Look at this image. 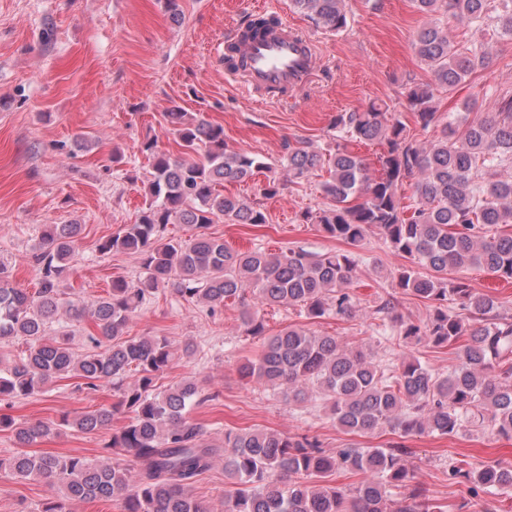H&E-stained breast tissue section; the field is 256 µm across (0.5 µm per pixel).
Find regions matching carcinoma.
<instances>
[{
    "mask_svg": "<svg viewBox=\"0 0 512 512\" xmlns=\"http://www.w3.org/2000/svg\"><path fill=\"white\" fill-rule=\"evenodd\" d=\"M512 0H415L429 16L452 13L481 29L512 36ZM295 8L330 32L347 26L344 0H293ZM416 55L433 77L406 94V108L425 132L438 122L434 87L453 91L468 75L492 65L493 57L473 45L460 49L440 23L430 22L414 43ZM164 119L180 148L172 156L155 137L141 144L151 162L145 205L134 224H126L98 245L102 254L124 253L141 261L135 282L112 280L107 295L90 302L70 299L59 288L69 269L82 225L48 224L33 260L38 288L30 294L11 285L0 262V339L21 338L26 349L0 368V400L48 393L62 379H80L85 388L112 385L117 403L59 422L17 424L0 414V431L10 430L21 447L8 463L21 480H40L57 488L39 512H70L72 502L112 500L120 512H211L191 488L224 459V476L233 489L224 496V512H451V506L415 482L403 446L362 448L343 443L328 454L316 436L245 429L224 432V444L206 438L205 426L191 409L211 395L185 381L157 387L172 365L173 345L165 336L125 335L133 315L149 299L169 292L211 312L231 301L241 307L248 336H264L260 355L240 367L249 378L288 403L318 398L329 406L336 427L346 434L390 430L402 438L435 434L455 436L468 428H487L512 438V315L499 312L495 300L459 278L471 267L512 279V94L498 96L497 111L448 118L425 140L410 137L406 125L382 105L337 113L335 149L323 153L303 140L288 144L284 160L291 182L323 166L329 179L322 192L327 206L301 213L330 238L351 246L342 252L303 248L271 252L261 247L234 251L206 233L219 220L259 226L268 223L258 204L224 194V184L240 182L268 168L244 149L224 141V127L202 113L174 106ZM377 144L378 169L349 144ZM414 181L415 200L405 204L398 188ZM169 224H191L189 239L165 236ZM375 233L411 264L397 270L396 287L428 303L426 317L414 321L385 315L384 301L370 317L388 342L409 347L421 343L454 347L448 372L438 373L411 353L378 360L365 347H350L339 337L290 325L266 336V324L249 310L252 294L269 306L298 307L314 323L330 315L351 318L360 299L350 290L363 263L358 249ZM474 324L466 327L460 312ZM89 319L96 333L89 348L76 354L68 334L49 335L61 317ZM139 382L123 387L128 371ZM124 409L128 422L112 434V462L27 447L50 439L62 426L93 432L112 423ZM359 476L353 486L328 483L331 473ZM448 481L465 486L479 499L512 491V465L491 460L473 465L460 460L448 468ZM404 489L394 498L389 488Z\"/></svg>",
    "mask_w": 512,
    "mask_h": 512,
    "instance_id": "cac0c4a2",
    "label": "carcinoma"
}]
</instances>
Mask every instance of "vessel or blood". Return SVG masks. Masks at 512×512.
<instances>
[{"mask_svg":"<svg viewBox=\"0 0 512 512\" xmlns=\"http://www.w3.org/2000/svg\"><path fill=\"white\" fill-rule=\"evenodd\" d=\"M228 39L238 45L240 72L252 91L298 88L311 79L316 66L313 45L288 23L256 38L244 40L235 31Z\"/></svg>","mask_w":512,"mask_h":512,"instance_id":"vessel-or-blood-1","label":"vessel or blood"}]
</instances>
